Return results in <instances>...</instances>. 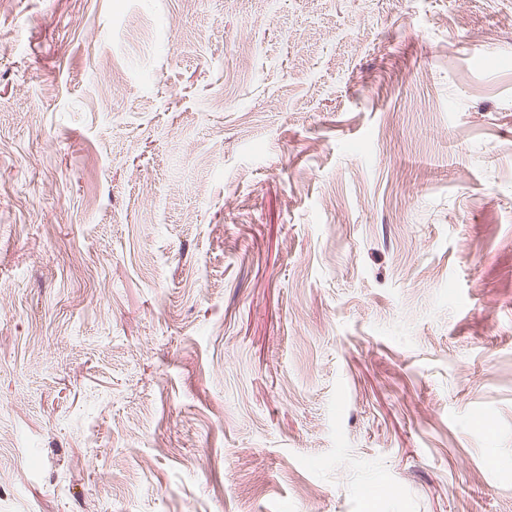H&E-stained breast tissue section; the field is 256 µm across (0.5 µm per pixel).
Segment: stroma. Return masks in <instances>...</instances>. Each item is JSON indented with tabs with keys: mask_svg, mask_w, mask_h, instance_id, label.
Listing matches in <instances>:
<instances>
[{
	"mask_svg": "<svg viewBox=\"0 0 512 512\" xmlns=\"http://www.w3.org/2000/svg\"><path fill=\"white\" fill-rule=\"evenodd\" d=\"M511 15L0 0V512H512Z\"/></svg>",
	"mask_w": 512,
	"mask_h": 512,
	"instance_id": "obj_1",
	"label": "stroma"
}]
</instances>
